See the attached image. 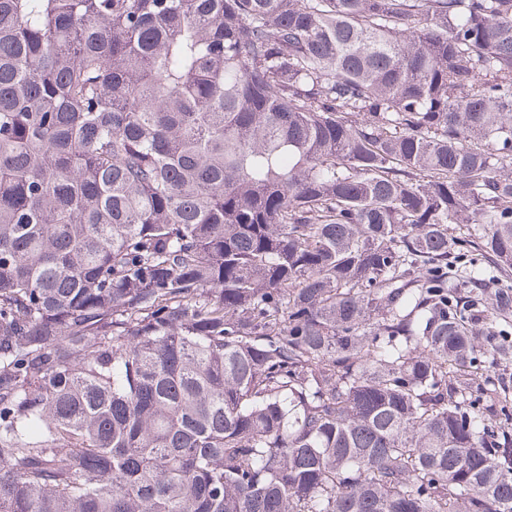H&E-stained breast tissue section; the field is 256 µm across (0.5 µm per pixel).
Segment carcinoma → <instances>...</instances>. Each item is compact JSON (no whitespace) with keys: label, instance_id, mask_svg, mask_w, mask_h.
I'll return each mask as SVG.
<instances>
[{"label":"carcinoma","instance_id":"cac0c4a2","mask_svg":"<svg viewBox=\"0 0 512 512\" xmlns=\"http://www.w3.org/2000/svg\"><path fill=\"white\" fill-rule=\"evenodd\" d=\"M512 0H0V512H512Z\"/></svg>","mask_w":512,"mask_h":512}]
</instances>
